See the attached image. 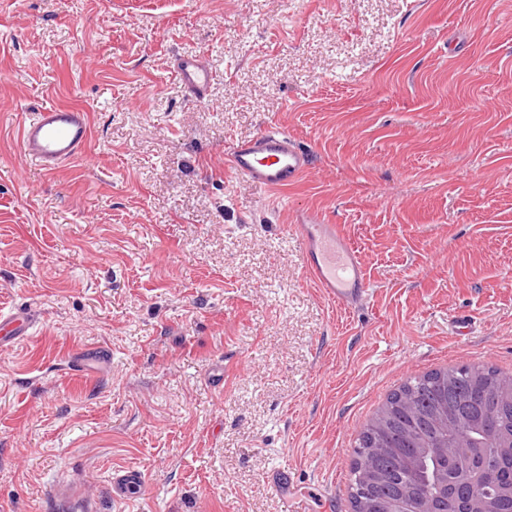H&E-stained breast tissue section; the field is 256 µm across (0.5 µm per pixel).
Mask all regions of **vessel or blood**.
I'll return each mask as SVG.
<instances>
[{
  "mask_svg": "<svg viewBox=\"0 0 512 512\" xmlns=\"http://www.w3.org/2000/svg\"><path fill=\"white\" fill-rule=\"evenodd\" d=\"M173 75L185 93L202 101L215 79V70L200 54L180 56ZM92 138L90 114L82 106L61 103L39 109L23 120L19 146L24 160L50 172L82 155ZM226 168L235 176L270 190L294 185L312 167V155L287 132L272 126L229 143ZM294 229L301 241L302 265L327 297L344 308L362 305L368 296L364 268L354 247L338 225L318 213L303 215ZM34 319L29 310L0 312V347L28 336ZM144 489L143 475L126 471L115 486L117 498H136Z\"/></svg>",
  "mask_w": 512,
  "mask_h": 512,
  "instance_id": "obj_1",
  "label": "vessel or blood"
}]
</instances>
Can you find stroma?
<instances>
[{
  "label": "stroma",
  "mask_w": 512,
  "mask_h": 512,
  "mask_svg": "<svg viewBox=\"0 0 512 512\" xmlns=\"http://www.w3.org/2000/svg\"><path fill=\"white\" fill-rule=\"evenodd\" d=\"M218 73L207 101L171 74ZM87 106L45 173L31 112ZM274 124L313 165L274 192L224 150ZM340 225L346 310L293 230ZM0 512H352V450L403 383L512 378V0H0ZM471 319L456 334L459 315ZM105 346L95 378L72 371ZM145 478L130 503L112 485ZM173 75L185 93L204 101L215 79V69L201 54L180 56L173 65ZM91 138L90 113L70 103L39 109L25 118L19 129L21 156L46 172L77 159ZM319 213L293 224L302 246V265L327 297L344 308L362 305L368 296L364 268L356 250L337 224ZM34 324L33 315L29 310L15 308L8 312H0V347L7 348L14 340L28 336Z\"/></svg>",
  "instance_id": "35a3bbf8"
}]
</instances>
